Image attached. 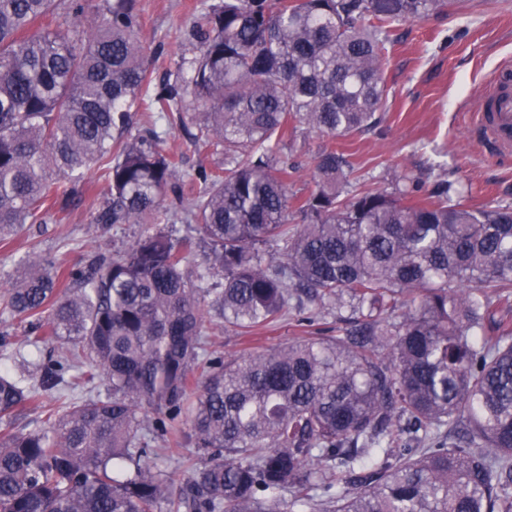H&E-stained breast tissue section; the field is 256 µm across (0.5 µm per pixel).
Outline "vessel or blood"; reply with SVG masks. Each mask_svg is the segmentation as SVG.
Instances as JSON below:
<instances>
[{"instance_id":"obj_1","label":"vessel or blood","mask_w":512,"mask_h":512,"mask_svg":"<svg viewBox=\"0 0 512 512\" xmlns=\"http://www.w3.org/2000/svg\"><path fill=\"white\" fill-rule=\"evenodd\" d=\"M477 128L496 149L503 153L512 151V70H497L486 95L474 104Z\"/></svg>"}]
</instances>
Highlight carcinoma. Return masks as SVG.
Masks as SVG:
<instances>
[{
  "mask_svg": "<svg viewBox=\"0 0 512 512\" xmlns=\"http://www.w3.org/2000/svg\"><path fill=\"white\" fill-rule=\"evenodd\" d=\"M448 4L217 0L156 84L137 0H100L91 21L87 0H0V242L54 219L94 164V223L144 226L83 267L32 254L3 299L63 353L35 386L0 369V512H512V207L450 204L446 182L432 201L359 190L328 147L296 200L273 153L373 126L393 24ZM188 96L222 167L182 174L163 147L157 122ZM134 112L155 121L129 138ZM188 182V207L167 204ZM309 304L361 320L231 359L211 347L213 313L247 333ZM54 392L63 406L40 403ZM33 405L42 424L15 429ZM161 443L199 464L158 467Z\"/></svg>",
  "mask_w": 512,
  "mask_h": 512,
  "instance_id": "carcinoma-1",
  "label": "carcinoma"
}]
</instances>
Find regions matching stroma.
I'll return each instance as SVG.
<instances>
[{"mask_svg":"<svg viewBox=\"0 0 512 512\" xmlns=\"http://www.w3.org/2000/svg\"><path fill=\"white\" fill-rule=\"evenodd\" d=\"M208 0H138L141 41L151 60L153 81L168 78L179 56L190 54L184 34ZM397 40L389 46L385 77L387 97L375 126L348 137L330 138L304 132L288 139L281 155L298 171L289 191L298 197L310 190L312 159L331 147L347 156L359 184L395 190L417 185L421 196L438 184L453 185L449 201L464 198L475 206H512V159H501L473 135L470 109L489 86L493 71L512 66V0H456L447 17L396 25ZM166 150L192 171L222 164V155L195 143L193 124L178 119L158 124ZM107 198L99 167L84 176L79 193L57 220L20 233L0 244V296L22 277L21 259L29 251L66 253L69 263H86L97 252L128 246L141 231L137 224L102 230L93 218ZM313 321L298 325L295 315L260 329V343L270 348L302 336H339L352 327L350 309L312 310ZM19 319L0 314V365L31 376L59 344L31 345L23 340Z\"/></svg>","mask_w":512,"mask_h":512,"instance_id":"35a3bbf8","label":"stroma"}]
</instances>
